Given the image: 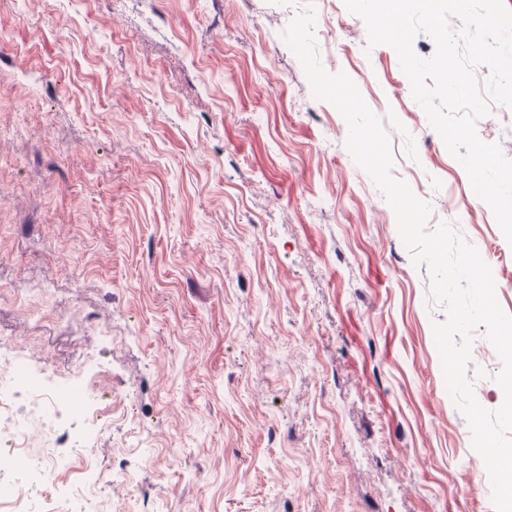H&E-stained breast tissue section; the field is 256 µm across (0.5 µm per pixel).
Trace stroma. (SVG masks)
<instances>
[{
    "instance_id": "obj_1",
    "label": "stroma",
    "mask_w": 512,
    "mask_h": 512,
    "mask_svg": "<svg viewBox=\"0 0 512 512\" xmlns=\"http://www.w3.org/2000/svg\"><path fill=\"white\" fill-rule=\"evenodd\" d=\"M322 66L443 191L512 314V244L344 0ZM276 0H0V365L85 391L0 437L20 512H495L396 215L314 97ZM499 359L468 376L499 407ZM107 412L99 433L87 414ZM179 452H172V444ZM91 446L90 456L79 454ZM55 460L47 483L35 465ZM106 484L71 496L86 460Z\"/></svg>"
}]
</instances>
